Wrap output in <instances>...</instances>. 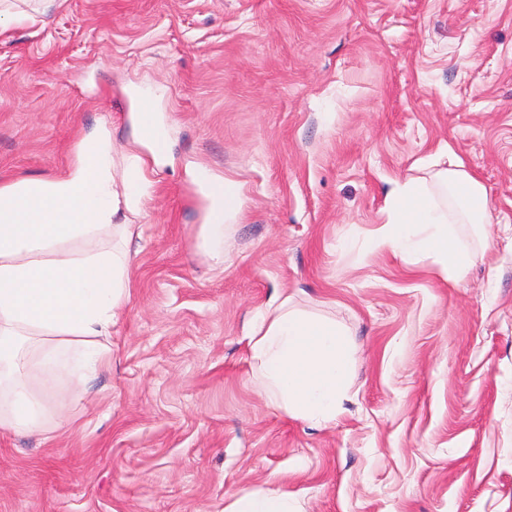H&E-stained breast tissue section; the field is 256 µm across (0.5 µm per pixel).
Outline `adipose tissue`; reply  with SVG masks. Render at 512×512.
<instances>
[{"instance_id":"obj_1","label":"adipose tissue","mask_w":512,"mask_h":512,"mask_svg":"<svg viewBox=\"0 0 512 512\" xmlns=\"http://www.w3.org/2000/svg\"><path fill=\"white\" fill-rule=\"evenodd\" d=\"M147 162L131 154L114 174L107 124L86 131L60 175L0 183V427L17 434L57 427L43 401L56 386L59 356L79 355L87 383L110 361L112 329L128 296L137 213L149 184ZM395 181L377 244L414 263L432 261L448 283L465 278L473 254L460 249L448 218V192L464 189L459 215L488 224L482 183L462 161ZM260 391L278 409L312 425L334 421L349 383V339L335 321L289 307L259 316L249 336Z\"/></svg>"}]
</instances>
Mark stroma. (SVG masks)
Listing matches in <instances>:
<instances>
[{"mask_svg":"<svg viewBox=\"0 0 512 512\" xmlns=\"http://www.w3.org/2000/svg\"><path fill=\"white\" fill-rule=\"evenodd\" d=\"M170 141L135 222L112 362L61 429L0 428V512H512V0H54L0 30V183L60 174L84 130ZM493 221L448 285L376 244L391 181L442 146ZM236 181L224 260L199 175ZM336 320L351 383L313 427L257 388L275 297ZM228 512H298L288 497L273 492L244 491Z\"/></svg>","mask_w":512,"mask_h":512,"instance_id":"1","label":"stroma"}]
</instances>
